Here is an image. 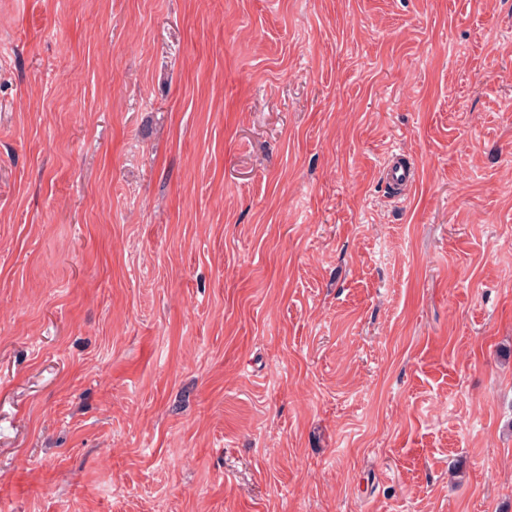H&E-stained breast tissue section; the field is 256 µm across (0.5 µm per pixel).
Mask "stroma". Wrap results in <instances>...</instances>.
Returning a JSON list of instances; mask_svg holds the SVG:
<instances>
[{
	"mask_svg": "<svg viewBox=\"0 0 512 512\" xmlns=\"http://www.w3.org/2000/svg\"><path fill=\"white\" fill-rule=\"evenodd\" d=\"M0 512H512V0H0ZM384 175L387 182L399 189H407L416 182V167L406 158L392 155L384 167Z\"/></svg>",
	"mask_w": 512,
	"mask_h": 512,
	"instance_id": "35a3bbf8",
	"label": "stroma"
}]
</instances>
